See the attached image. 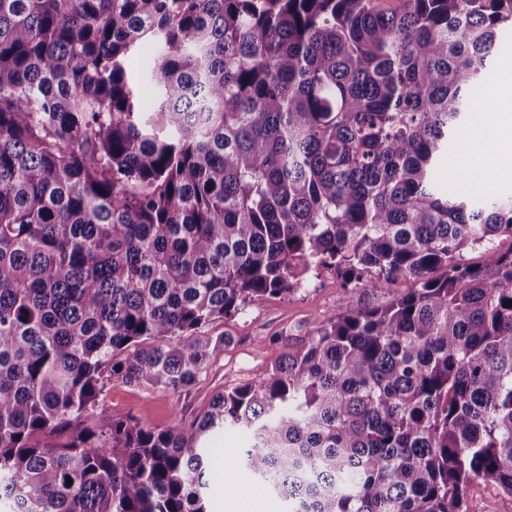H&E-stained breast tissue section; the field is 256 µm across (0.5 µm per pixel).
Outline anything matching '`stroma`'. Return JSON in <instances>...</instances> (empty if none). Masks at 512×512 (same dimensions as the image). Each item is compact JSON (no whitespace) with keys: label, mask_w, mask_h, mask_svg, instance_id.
<instances>
[{"label":"stroma","mask_w":512,"mask_h":512,"mask_svg":"<svg viewBox=\"0 0 512 512\" xmlns=\"http://www.w3.org/2000/svg\"><path fill=\"white\" fill-rule=\"evenodd\" d=\"M481 92L486 97L499 95L503 117L512 118V34L506 35L495 54ZM474 175L461 148H449L435 168L438 184L457 191L472 189ZM344 304L340 280L333 271H324L309 279L303 288L263 298L242 313L208 324L206 333L223 337L224 345L190 386L172 392L129 384L116 377L106 389L104 407L131 414L161 430L190 427L217 394L262 380L279 356L300 349ZM247 441L245 434L229 428L210 438L207 512H224L225 490L230 486L236 488L237 499L260 492L272 512H288L280 497L262 492L259 484L249 483L239 459V450L246 447Z\"/></svg>","instance_id":"35a3bbf8"}]
</instances>
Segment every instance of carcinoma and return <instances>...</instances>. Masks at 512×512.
<instances>
[{
    "label": "carcinoma",
    "instance_id": "carcinoma-1",
    "mask_svg": "<svg viewBox=\"0 0 512 512\" xmlns=\"http://www.w3.org/2000/svg\"><path fill=\"white\" fill-rule=\"evenodd\" d=\"M509 27L512 0H0V508L205 512L226 427L290 512L512 497V195L434 178ZM297 260L346 309L264 379L189 428L101 408L194 382L200 329ZM414 285L412 281L399 278L396 280L390 288L383 292H364L358 291L354 294V304L355 306H379L387 303L391 299L400 296L405 293L409 288H413Z\"/></svg>",
    "mask_w": 512,
    "mask_h": 512
}]
</instances>
